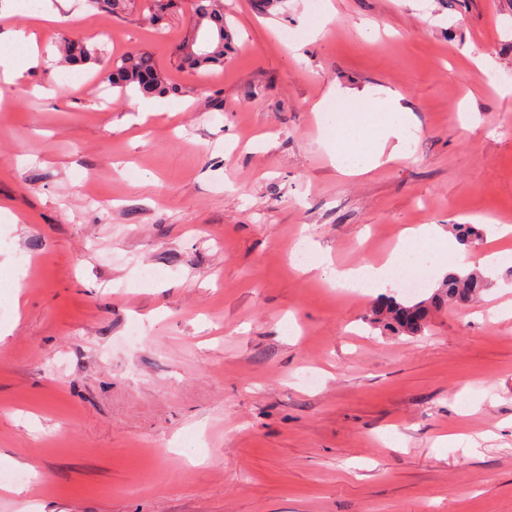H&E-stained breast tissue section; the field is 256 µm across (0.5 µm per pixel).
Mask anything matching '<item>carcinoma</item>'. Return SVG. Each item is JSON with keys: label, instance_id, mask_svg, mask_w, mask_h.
Instances as JSON below:
<instances>
[{"label": "carcinoma", "instance_id": "1", "mask_svg": "<svg viewBox=\"0 0 512 512\" xmlns=\"http://www.w3.org/2000/svg\"><path fill=\"white\" fill-rule=\"evenodd\" d=\"M100 11L118 17L130 6L129 0H92ZM191 38L206 45L195 51L196 57L185 53L187 43H182L180 63L198 70L208 66L224 64L226 50L232 41V31L224 15V0H193V33ZM64 60L71 65L87 64L101 58L93 53L83 41L62 39ZM110 86L118 92L149 93L161 95L168 91L167 77L156 64L153 55L145 50L132 51L114 62L110 67ZM458 241L469 247L482 236V231L472 224L455 226ZM486 287L485 280L475 271L467 274L448 273L438 290L425 300L407 299L398 301L393 297L385 299L373 310V319L394 325L404 333L418 335L428 329L427 317L430 309L444 305L464 306L473 302Z\"/></svg>", "mask_w": 512, "mask_h": 512}]
</instances>
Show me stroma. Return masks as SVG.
Wrapping results in <instances>:
<instances>
[{
	"label": "stroma",
	"mask_w": 512,
	"mask_h": 512,
	"mask_svg": "<svg viewBox=\"0 0 512 512\" xmlns=\"http://www.w3.org/2000/svg\"><path fill=\"white\" fill-rule=\"evenodd\" d=\"M325 1L224 0L233 48L195 72L190 0H40L41 28L0 0V35L37 42L0 73V512H512V259L421 336L290 259L306 235L376 264L418 224L483 228L479 253L487 214L512 225V0H329L308 41ZM65 36L150 51L167 111L95 63L66 89ZM378 86L418 135L342 174L315 107ZM13 41L21 43L25 45L28 49L26 55L19 60L15 58L11 61V67L13 71L14 77L21 76L24 71H26L34 62L35 52L33 50L34 46V35L27 36L23 31H15L7 34Z\"/></svg>",
	"instance_id": "obj_1"
}]
</instances>
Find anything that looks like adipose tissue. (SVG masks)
Wrapping results in <instances>:
<instances>
[{
	"label": "adipose tissue",
	"instance_id": "1",
	"mask_svg": "<svg viewBox=\"0 0 512 512\" xmlns=\"http://www.w3.org/2000/svg\"><path fill=\"white\" fill-rule=\"evenodd\" d=\"M348 99L352 111L322 115L326 145L337 168L361 175L380 165L383 159L401 158L412 128L394 93L383 88L365 90L349 94ZM502 258L499 252L471 256L462 247L449 245L447 232L438 225L423 224L402 232L384 264L336 268L331 272V279L340 288L368 286L383 290L391 285L395 268L403 265L428 275L448 264L460 269L477 265L490 268L497 266Z\"/></svg>",
	"mask_w": 512,
	"mask_h": 512
}]
</instances>
